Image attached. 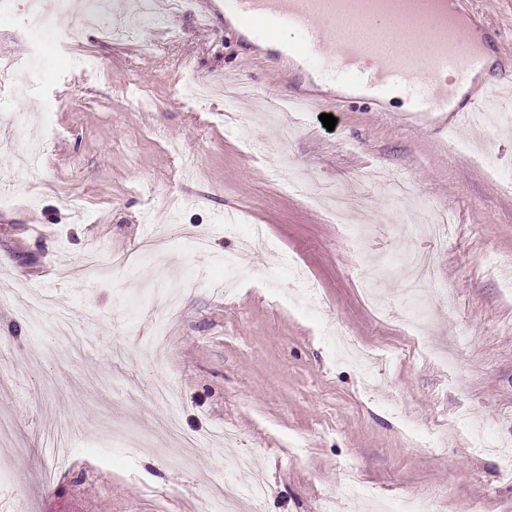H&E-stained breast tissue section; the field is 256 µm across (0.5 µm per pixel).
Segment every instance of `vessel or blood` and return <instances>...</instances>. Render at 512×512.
Segmentation results:
<instances>
[{
	"label": "vessel or blood",
	"instance_id": "vessel-or-blood-1",
	"mask_svg": "<svg viewBox=\"0 0 512 512\" xmlns=\"http://www.w3.org/2000/svg\"><path fill=\"white\" fill-rule=\"evenodd\" d=\"M236 36L259 38L305 32L291 55L337 75L359 98L380 103L392 86L402 87L419 112L451 111L453 119L476 122L486 101L512 104V82H489L480 95L453 101L442 74L467 81L485 67L475 29L458 24L450 0H224ZM403 27L406 39L366 36L368 26Z\"/></svg>",
	"mask_w": 512,
	"mask_h": 512
}]
</instances>
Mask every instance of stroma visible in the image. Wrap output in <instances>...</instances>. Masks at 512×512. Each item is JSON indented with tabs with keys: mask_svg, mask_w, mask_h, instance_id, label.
<instances>
[{
	"mask_svg": "<svg viewBox=\"0 0 512 512\" xmlns=\"http://www.w3.org/2000/svg\"><path fill=\"white\" fill-rule=\"evenodd\" d=\"M479 2L500 32L488 73L512 80V0ZM11 4L0 57L35 66L0 82V118L27 117L37 165L0 153V512H223L206 489L248 483L228 468L242 454L268 488L261 512H379L417 495L433 512H512L498 457L470 447L479 433L512 443V111L455 127L396 100L342 102L331 73L291 64L282 79L321 101L271 116L279 52L225 34L223 16L209 32L188 8L109 39L72 29L56 0L42 30L26 27L27 0ZM79 55L97 69H76ZM280 155L290 167L271 176ZM298 178L355 196L344 223L288 189ZM440 213L438 241L424 227ZM407 248L437 270L414 344ZM195 274L202 288L182 294ZM20 294L66 306L90 336L56 335L51 311L23 318ZM339 338L389 356L373 387ZM171 411L197 447L159 429Z\"/></svg>",
	"mask_w": 512,
	"mask_h": 512,
	"instance_id": "stroma-1",
	"label": "stroma"
}]
</instances>
